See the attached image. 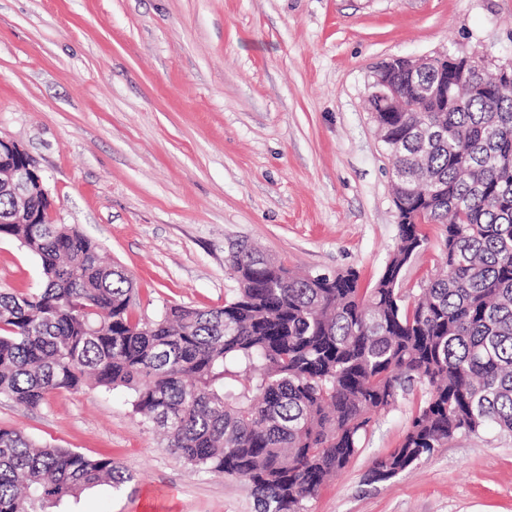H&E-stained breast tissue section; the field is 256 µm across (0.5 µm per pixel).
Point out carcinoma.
Returning <instances> with one entry per match:
<instances>
[{"instance_id": "cac0c4a2", "label": "carcinoma", "mask_w": 512, "mask_h": 512, "mask_svg": "<svg viewBox=\"0 0 512 512\" xmlns=\"http://www.w3.org/2000/svg\"><path fill=\"white\" fill-rule=\"evenodd\" d=\"M454 56L446 70L388 77L397 111L376 123L398 234L366 288L354 270L300 275L239 243L224 305L137 319L128 273L76 226L52 223L54 201H31L46 223L10 224L0 193V239L42 270L33 291L0 290V395L37 408L60 389H126L173 453L246 482L256 512H306L364 447L373 416L417 385L403 439L371 472L397 476L487 427L512 434V71L475 87L489 63ZM425 224L442 226L444 266L404 290ZM132 479L110 457L0 428V512H45Z\"/></svg>"}]
</instances>
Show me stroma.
<instances>
[{
	"instance_id": "obj_1",
	"label": "stroma",
	"mask_w": 512,
	"mask_h": 512,
	"mask_svg": "<svg viewBox=\"0 0 512 512\" xmlns=\"http://www.w3.org/2000/svg\"><path fill=\"white\" fill-rule=\"evenodd\" d=\"M448 50L512 58V0H0V137L37 161L52 221L125 268L137 316L223 305L238 242L301 272L355 269L366 285L397 242L368 86L384 60ZM425 232L404 287L441 259L440 225ZM41 282L38 259L0 240V289ZM131 400L0 398V427L112 456L134 476L54 512H255L244 481L186 464ZM412 409L406 398L377 416L307 512H512V435L494 428L369 481Z\"/></svg>"
}]
</instances>
